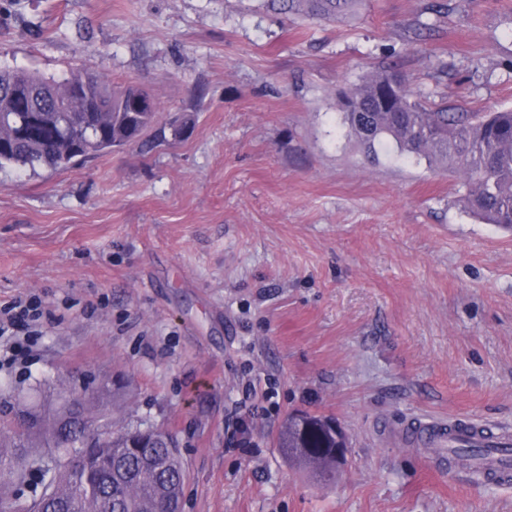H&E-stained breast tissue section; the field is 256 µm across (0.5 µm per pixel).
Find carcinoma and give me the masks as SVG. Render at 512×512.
Listing matches in <instances>:
<instances>
[{
  "label": "carcinoma",
  "instance_id": "carcinoma-1",
  "mask_svg": "<svg viewBox=\"0 0 512 512\" xmlns=\"http://www.w3.org/2000/svg\"><path fill=\"white\" fill-rule=\"evenodd\" d=\"M357 0H265L277 14L324 21L347 17ZM380 69L337 93L343 122L368 156L393 144L402 156L443 164L462 179L467 209L486 224L512 230V108L494 112L431 109L408 80ZM151 93L128 85L118 93L92 72L56 79L0 68V170L33 174L66 169L144 137L159 109L135 112ZM110 388L58 384L49 412L29 404L0 425V512H172L186 472L173 436L145 423L112 424ZM288 415L278 445L286 457L328 465L323 435ZM34 475L41 490L26 497Z\"/></svg>",
  "mask_w": 512,
  "mask_h": 512
}]
</instances>
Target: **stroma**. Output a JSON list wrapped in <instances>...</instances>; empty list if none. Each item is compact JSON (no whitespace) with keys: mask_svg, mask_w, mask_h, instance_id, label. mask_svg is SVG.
Masks as SVG:
<instances>
[{"mask_svg":"<svg viewBox=\"0 0 512 512\" xmlns=\"http://www.w3.org/2000/svg\"><path fill=\"white\" fill-rule=\"evenodd\" d=\"M361 0L346 19L263 0H0V66L89 70L161 104L148 142L0 170V307L40 297L25 363L0 335V424L58 381L109 382L112 420L177 440L182 512H512V486L425 468L411 416L512 427V233L458 175L368 159L339 89L400 65L454 112L512 108V0ZM188 115L187 139L167 131ZM307 411L348 442L337 483L276 439Z\"/></svg>","mask_w":512,"mask_h":512,"instance_id":"stroma-1","label":"stroma"}]
</instances>
